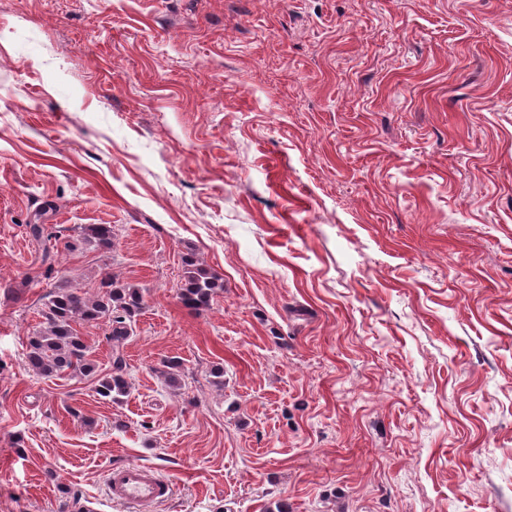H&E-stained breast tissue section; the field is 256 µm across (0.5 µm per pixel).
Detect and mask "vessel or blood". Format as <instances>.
<instances>
[{
	"label": "vessel or blood",
	"instance_id": "b4317fda",
	"mask_svg": "<svg viewBox=\"0 0 512 512\" xmlns=\"http://www.w3.org/2000/svg\"><path fill=\"white\" fill-rule=\"evenodd\" d=\"M172 486L152 468L129 463L113 466L107 473L108 499L136 506L168 498Z\"/></svg>",
	"mask_w": 512,
	"mask_h": 512
}]
</instances>
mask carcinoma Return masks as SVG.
I'll return each mask as SVG.
<instances>
[{
    "label": "carcinoma",
    "instance_id": "obj_1",
    "mask_svg": "<svg viewBox=\"0 0 512 512\" xmlns=\"http://www.w3.org/2000/svg\"><path fill=\"white\" fill-rule=\"evenodd\" d=\"M112 237L111 225L88 224L81 228L78 239L65 243V249L76 251L83 244H93L108 251L112 249ZM100 286L101 291L93 297L79 288L49 292L43 326L29 338L26 359L33 372L46 378L91 374L97 371V364L75 325L102 321L107 324L106 340L112 347V368L98 379L97 393L118 402L130 389L123 347L142 313L144 297L141 288L109 273L102 276ZM223 288L217 273L192 255L184 257L180 300L185 307L206 309Z\"/></svg>",
    "mask_w": 512,
    "mask_h": 512
}]
</instances>
